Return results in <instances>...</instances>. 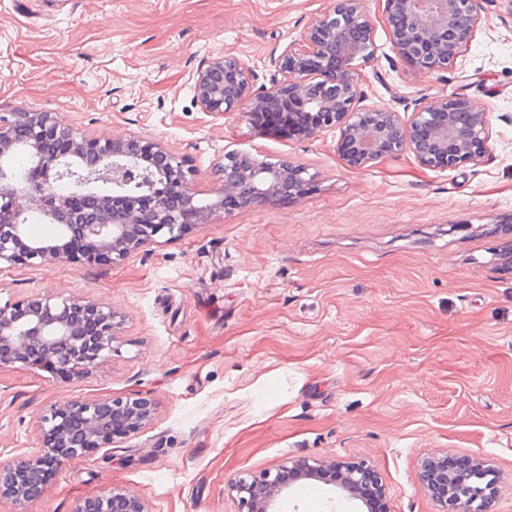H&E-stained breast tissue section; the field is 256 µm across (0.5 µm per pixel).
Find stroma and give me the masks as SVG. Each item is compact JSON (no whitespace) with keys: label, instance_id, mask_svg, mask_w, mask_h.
Instances as JSON below:
<instances>
[{"label":"stroma","instance_id":"stroma-1","mask_svg":"<svg viewBox=\"0 0 512 512\" xmlns=\"http://www.w3.org/2000/svg\"><path fill=\"white\" fill-rule=\"evenodd\" d=\"M327 6L0 0V114L151 138L189 161L206 202L228 153L286 157L310 177L299 195L215 210L114 263L0 264L1 302L71 297L117 314L116 352L78 376L0 368V459L36 448L52 403L154 406L135 435L67 463L27 512H74L107 486L149 512H237L234 479L303 458L366 460L389 512H437L417 481L431 453L495 465L493 512H512V0H480L461 66L433 73L399 60L380 0H364L366 107L411 111L462 92L486 111L489 153L454 170L407 151L353 169L338 133L288 138L195 103L211 58L235 54L268 82L271 57ZM310 486L276 512H366Z\"/></svg>","mask_w":512,"mask_h":512}]
</instances>
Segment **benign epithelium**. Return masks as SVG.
Segmentation results:
<instances>
[{
  "instance_id": "1",
  "label": "benign epithelium",
  "mask_w": 512,
  "mask_h": 512,
  "mask_svg": "<svg viewBox=\"0 0 512 512\" xmlns=\"http://www.w3.org/2000/svg\"><path fill=\"white\" fill-rule=\"evenodd\" d=\"M392 46L402 62L425 72L456 66L479 30L478 0H380ZM373 24L363 0H329L273 59L277 76L257 87L251 68L227 53L212 58L198 74L193 95L202 111L265 112L280 117L299 137L339 130L336 151L351 168L408 151L427 168L456 169L483 158L492 129L485 110L455 93L442 96L407 116L391 107L360 106L365 93L356 67L374 57ZM29 155L26 175L14 172L13 154ZM221 190L204 203L192 187V168L159 143L135 133L108 138L84 135L47 112L0 114V263L39 265L68 258L82 264L114 262L131 252L176 238L200 224L224 200L241 207L260 205L299 189L307 170L284 159L278 164L250 154L224 155L217 167ZM153 178L151 202L129 190ZM37 213L55 227L50 239L30 236L26 215ZM112 308L75 298L32 296L0 303V367L21 364L70 377L116 352ZM152 403L143 398L63 402L50 406L40 420V446L31 455L0 461V499L18 505L46 476L68 461L137 433L152 419ZM436 456L422 459L417 480L438 503L439 512H489L500 496L498 472L473 462L468 481L441 471ZM299 479L338 474L336 485L351 499L379 483L366 461L304 462ZM237 512H274L287 491L267 470L233 483ZM74 512H149L137 495L114 487L80 502Z\"/></svg>"
}]
</instances>
